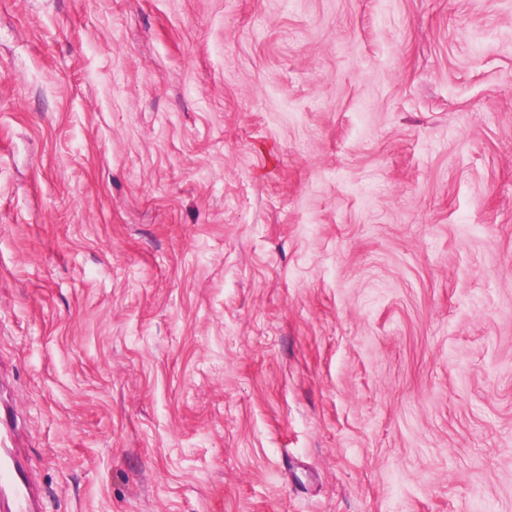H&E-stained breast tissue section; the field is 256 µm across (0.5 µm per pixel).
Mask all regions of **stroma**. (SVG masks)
Masks as SVG:
<instances>
[{
    "instance_id": "stroma-1",
    "label": "stroma",
    "mask_w": 512,
    "mask_h": 512,
    "mask_svg": "<svg viewBox=\"0 0 512 512\" xmlns=\"http://www.w3.org/2000/svg\"><path fill=\"white\" fill-rule=\"evenodd\" d=\"M1 73L44 512H512V0H0Z\"/></svg>"
}]
</instances>
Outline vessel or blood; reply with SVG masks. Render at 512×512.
Returning a JSON list of instances; mask_svg holds the SVG:
<instances>
[{
	"mask_svg": "<svg viewBox=\"0 0 512 512\" xmlns=\"http://www.w3.org/2000/svg\"><path fill=\"white\" fill-rule=\"evenodd\" d=\"M0 512H42L37 487L18 449L0 436Z\"/></svg>",
	"mask_w": 512,
	"mask_h": 512,
	"instance_id": "b4317fda",
	"label": "vessel or blood"
}]
</instances>
